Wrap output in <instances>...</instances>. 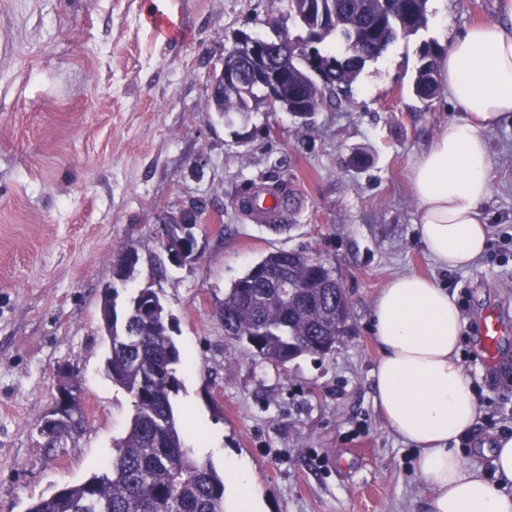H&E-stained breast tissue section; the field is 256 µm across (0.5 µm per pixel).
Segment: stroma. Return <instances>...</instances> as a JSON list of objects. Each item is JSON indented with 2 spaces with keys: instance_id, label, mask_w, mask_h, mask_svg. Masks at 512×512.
Here are the masks:
<instances>
[{
  "instance_id": "obj_1",
  "label": "stroma",
  "mask_w": 512,
  "mask_h": 512,
  "mask_svg": "<svg viewBox=\"0 0 512 512\" xmlns=\"http://www.w3.org/2000/svg\"><path fill=\"white\" fill-rule=\"evenodd\" d=\"M147 2L0 0V512L98 472L127 426L100 298L130 246L138 273L117 302L149 285L173 317L186 443L219 470L247 458L261 512H427L417 453L383 418L371 376L372 309L404 273L456 298L480 410L461 456L492 474V443L512 435V123L486 133L490 234L470 267L428 255L408 173L457 117L447 94L414 97L421 45L501 20L500 0H428L427 28L367 62L350 97L307 127L207 105L240 32L299 34L286 0H158L151 13ZM255 185L286 198L276 226L238 207ZM193 197L209 201L201 258L166 265L160 218ZM279 250L323 259L350 300L335 348L284 370L229 340L220 318L231 283ZM488 314L502 327L491 363L478 334ZM73 379L82 423L47 444L40 428Z\"/></svg>"
}]
</instances>
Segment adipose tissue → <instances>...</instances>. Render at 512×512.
<instances>
[{
  "instance_id": "ef3b65f1",
  "label": "adipose tissue",
  "mask_w": 512,
  "mask_h": 512,
  "mask_svg": "<svg viewBox=\"0 0 512 512\" xmlns=\"http://www.w3.org/2000/svg\"><path fill=\"white\" fill-rule=\"evenodd\" d=\"M441 74L458 117L410 165L420 240L440 265L465 268L485 251L483 205L491 194L486 131L512 121V26H471L450 43ZM380 357L376 403L390 428L418 450L429 512H512V437L492 452L494 481L464 468L453 448L478 419L472 383L458 359L459 308L447 290L415 274L393 277L372 311ZM245 460L224 462L225 512H254Z\"/></svg>"
}]
</instances>
